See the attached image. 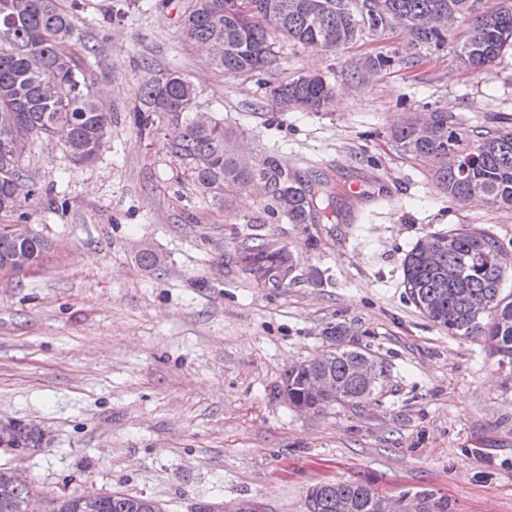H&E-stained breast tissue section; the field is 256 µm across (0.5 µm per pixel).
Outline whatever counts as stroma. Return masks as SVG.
<instances>
[{"instance_id": "obj_1", "label": "stroma", "mask_w": 512, "mask_h": 512, "mask_svg": "<svg viewBox=\"0 0 512 512\" xmlns=\"http://www.w3.org/2000/svg\"><path fill=\"white\" fill-rule=\"evenodd\" d=\"M76 18L106 76V145L74 165L59 141L25 164L39 194L29 221L52 240L26 276H0V426L34 424L37 452L0 449L40 494L41 512L70 494L119 490L165 512H222L233 501L304 512L321 482L359 481L382 495H430L444 512H512V372L486 342L448 335L406 297L402 260L426 233L460 225L512 242V210L456 203L391 133L434 110L493 127L512 120V49L492 70L460 67L454 44L353 78L366 56L403 48L401 30L363 34L331 56L275 36L261 75L229 77L190 41V0H82ZM178 71L203 111L288 169L335 171L338 207L356 221L268 224L299 261L261 288L221 274L229 234L258 215L251 191L220 207L204 199L169 143L172 122L140 132L139 87ZM324 73L336 94L322 112L280 111L267 83ZM161 259L147 273L138 255ZM343 322L385 360L380 402L300 413L274 395L289 365L327 347Z\"/></svg>"}]
</instances>
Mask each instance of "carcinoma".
<instances>
[{"label":"carcinoma","mask_w":512,"mask_h":512,"mask_svg":"<svg viewBox=\"0 0 512 512\" xmlns=\"http://www.w3.org/2000/svg\"><path fill=\"white\" fill-rule=\"evenodd\" d=\"M239 2L191 0L183 18L186 37L213 51V64L228 76L263 72L273 65L272 31L305 48L332 43L339 51L365 32L376 35L398 27L411 36L408 49L419 50L442 48L463 26L455 52L459 63L474 72L491 70L512 47V0H503L492 12L483 10L482 0H247L246 13L239 11ZM81 7L78 0H72L68 10L58 0H0V213L5 216L26 219L24 208L38 194L24 165L36 142L48 139L55 127L65 126L66 149L75 164L84 165L96 158L112 124V113L95 90L99 73L87 59L95 49L86 44L75 21ZM410 58L409 54L373 57L367 71L376 74L396 60ZM333 93L334 87L320 74L269 88L272 103L296 101L310 112L325 107ZM199 96V87L176 71L156 75L138 91L136 124L144 131L165 118L175 120L179 135L171 151L191 165L192 179L202 195L224 206L230 195L260 180L264 185L260 215L247 223L293 224L316 246L317 236L309 233V226L335 224L341 215L336 205L341 186L334 176L309 179L283 168L277 155L266 151L256 169L240 168L234 155L240 140L234 130L222 120L207 125L195 121ZM392 139L403 155L432 163L436 185L449 199L466 203L492 197L496 207L512 209L511 127L470 129L461 118L436 112L430 135H418L412 120L394 130ZM450 152L461 155L466 167H448ZM197 157L211 159V165L192 167ZM218 181L224 182L222 196L211 191ZM49 249L50 241L41 235L19 241L0 233V266L21 256L26 263L14 272L25 274ZM429 249L438 254L435 267L423 262ZM503 251L493 235L473 233L464 225L430 232L405 254L402 275L408 300L429 321L450 336L489 341L499 363L512 367V294L501 288L506 273ZM450 267L458 270L459 278L446 283L442 271ZM226 268L231 273L251 271L263 286L277 288L295 264L280 241L253 233L242 238ZM476 297L486 301V311L473 309ZM325 334L334 346L326 370L336 392L323 397L310 393L312 370L299 362L281 376L277 397L288 399L291 407L306 406L316 412L339 403L359 407L379 401L389 378L387 364L351 340V328L342 322L327 327ZM366 359L378 365L371 383L358 375ZM12 441L35 448L42 443V434L16 425ZM25 493L0 478V512H12V503ZM131 503L132 495L114 491L99 512H132ZM305 505L307 512H383L384 496L362 482L322 483L307 490Z\"/></svg>","instance_id":"cac0c4a2"}]
</instances>
